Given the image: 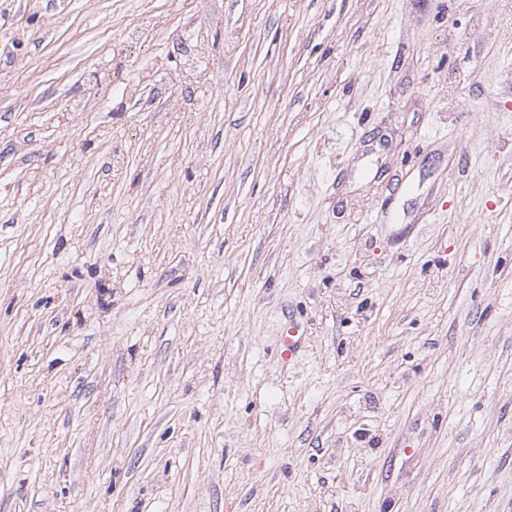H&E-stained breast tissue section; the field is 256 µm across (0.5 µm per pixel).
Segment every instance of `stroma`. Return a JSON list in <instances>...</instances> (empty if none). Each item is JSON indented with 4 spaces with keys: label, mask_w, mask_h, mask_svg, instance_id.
<instances>
[{
    "label": "stroma",
    "mask_w": 512,
    "mask_h": 512,
    "mask_svg": "<svg viewBox=\"0 0 512 512\" xmlns=\"http://www.w3.org/2000/svg\"><path fill=\"white\" fill-rule=\"evenodd\" d=\"M0 512H512V0H0Z\"/></svg>",
    "instance_id": "1"
}]
</instances>
